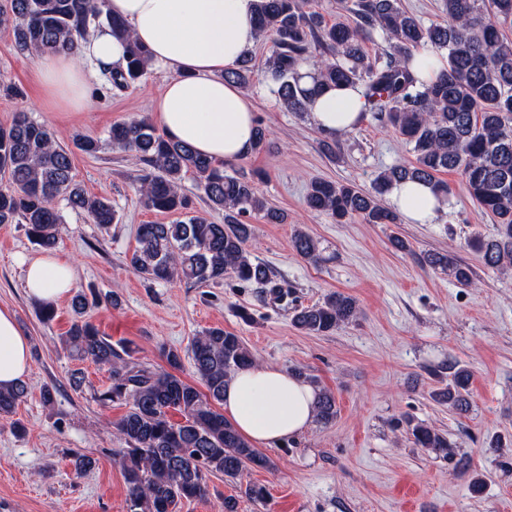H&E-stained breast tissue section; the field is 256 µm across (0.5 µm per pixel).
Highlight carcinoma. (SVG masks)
I'll list each match as a JSON object with an SVG mask.
<instances>
[{
	"label": "carcinoma",
	"mask_w": 512,
	"mask_h": 512,
	"mask_svg": "<svg viewBox=\"0 0 512 512\" xmlns=\"http://www.w3.org/2000/svg\"><path fill=\"white\" fill-rule=\"evenodd\" d=\"M345 10L352 20L328 24L321 15L306 12L303 0H256L259 40L271 42L267 77L281 106L299 114L310 111L312 99L331 88H360L365 111L404 138L414 161L379 171L367 192L352 183L314 179L306 195L308 207L338 223L360 217L367 224H396V213L380 203L394 183L424 182L444 198L450 188L439 174L456 171L471 198L498 219L496 233L474 238L471 248L485 266L508 267L512 39L502 27L512 24V0H443L448 21L430 26L406 11L400 0H347ZM102 17L112 35L127 44L125 65L108 70L110 84L125 88L146 74L151 54L123 20L103 15L97 0H6L0 6V27L12 35L14 48L35 57L45 51L78 54L80 40L100 25ZM376 34L387 41L388 49L372 58L365 44ZM418 48L427 55L417 60L413 50ZM435 54L443 68L426 83L423 76ZM252 61V52H246L224 79L250 88ZM306 76L312 80L310 87L302 84ZM109 141L143 164L137 188L141 205L184 216L174 224L138 226L137 246L129 257L134 272L151 282L184 279L200 286L221 285L226 278L259 288L271 283L270 268L248 247L253 229L245 218L254 214L270 224H282L285 214L267 203L251 179L228 174L224 165L156 133L146 118L113 125ZM189 172L197 177L209 207L224 212V223L194 214L192 201L181 192V181ZM0 173L10 182L0 189V224L25 225L28 239L45 251L58 245L59 197L103 228L118 222L109 200L87 195L75 182L70 151L23 111L15 113L9 125L0 126ZM292 246L309 261L320 260L318 244L309 234L296 233ZM424 263L449 272L461 286L474 283L470 268L449 252H429ZM98 302L96 294L75 293V321L60 342L109 373V384L95 393L100 405H129L114 423L123 443L115 456L125 479L127 512H178L183 501L208 495L212 475L236 479L249 467L272 466L218 410L231 375L254 364L252 352L238 336L214 327L192 338L190 354L205 387L202 391L176 374L182 365L176 350L165 353L167 371L135 362L126 347L114 348L84 320L89 304ZM360 315L354 298L333 292L295 310L292 322L308 334L327 335ZM470 380V370L457 367L448 388L433 391L430 397L464 414L470 407ZM26 394L21 382L0 388V419L11 421L14 430L19 421L13 414ZM171 410L182 421H170ZM336 414V398L319 392L317 419L327 424ZM411 435L416 445L445 455L451 447L448 435L422 423L412 426Z\"/></svg>",
	"instance_id": "cac0c4a2"
}]
</instances>
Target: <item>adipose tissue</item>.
<instances>
[{
    "label": "adipose tissue",
    "mask_w": 512,
    "mask_h": 512,
    "mask_svg": "<svg viewBox=\"0 0 512 512\" xmlns=\"http://www.w3.org/2000/svg\"><path fill=\"white\" fill-rule=\"evenodd\" d=\"M256 0H104L103 9L124 19L156 64L170 71L153 101L163 131L201 155L233 163L253 148L256 127L251 97L223 74L257 41ZM125 42L103 29L81 43L79 55L41 56L36 79L42 106L58 111L86 107L96 71L124 65ZM356 88L331 89L310 106L314 123L327 133L357 128L365 119ZM395 209L409 224L434 223L443 201L424 183L403 182L390 191ZM25 288L45 304L71 291V261L56 252L26 263ZM31 363L28 336L14 313L0 308V388L18 383ZM317 389L282 367L256 364L237 372L224 389L227 420L253 446L266 447L306 432L316 417Z\"/></svg>",
    "instance_id": "obj_1"
}]
</instances>
